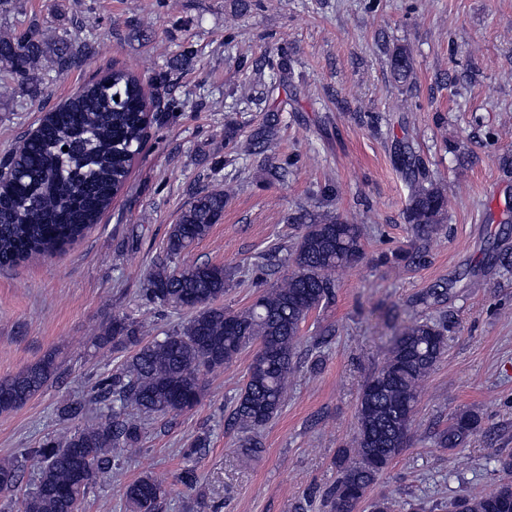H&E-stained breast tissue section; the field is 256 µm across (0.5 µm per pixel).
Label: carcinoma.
<instances>
[{
    "mask_svg": "<svg viewBox=\"0 0 512 512\" xmlns=\"http://www.w3.org/2000/svg\"><path fill=\"white\" fill-rule=\"evenodd\" d=\"M79 53L80 46L68 36L46 43L36 21L24 29L0 31V71L20 87L53 71L65 72ZM391 67L397 78H406L408 57L393 53ZM147 112L141 78L114 68L79 88L50 112L36 134L9 153L16 171L0 181V267L52 255L98 223L125 185L149 125ZM277 121V114L270 113L266 128L254 136L259 152L270 148ZM403 162L410 171L405 219L415 237L426 241L447 218L448 195L412 151H403ZM223 216V192L194 197L168 238L167 255L175 265L156 267L143 289L149 302L189 314L181 328L144 343L141 326L121 317L96 337L97 350L134 348L124 368L94 398L99 409L110 412L109 418L63 439L45 440L20 463L0 461L1 494L15 487L22 468L38 473L23 512H80L96 475L108 468L110 449L138 443L140 425L125 410L152 417L193 408L203 392L201 373L224 368L252 346L255 353L232 419L247 433L244 450L261 447L259 433L280 414L288 379L297 368L301 325L332 299L334 275L360 260L363 226L329 211L310 215L283 259L286 276L248 307L232 311L214 305L229 286L224 266L176 263ZM448 331L445 317L421 318L392 337L383 363L361 388L353 447L339 460L329 495L332 512H354L407 447L421 384L446 354ZM57 370L56 358L49 354L0 380V413L24 406ZM478 429L474 413L455 414L434 434V445L457 448ZM497 464L506 475L497 489L455 499L453 512H512V453L498 457ZM164 495L162 481L152 475L140 477L123 492L130 512H157Z\"/></svg>",
    "mask_w": 512,
    "mask_h": 512,
    "instance_id": "1",
    "label": "carcinoma"
}]
</instances>
